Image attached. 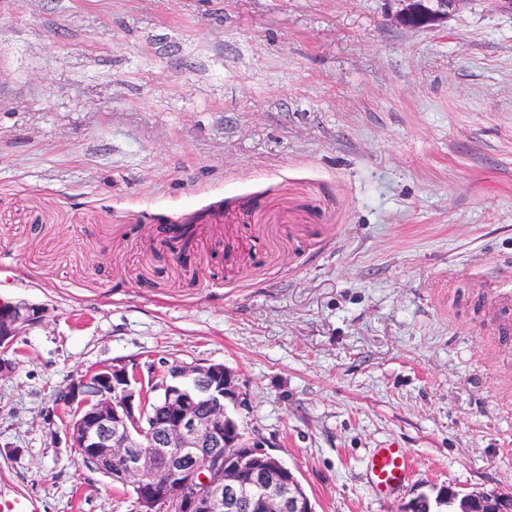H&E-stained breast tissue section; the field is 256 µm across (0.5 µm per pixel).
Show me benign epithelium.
Returning <instances> with one entry per match:
<instances>
[{
	"label": "benign epithelium",
	"mask_w": 512,
	"mask_h": 512,
	"mask_svg": "<svg viewBox=\"0 0 512 512\" xmlns=\"http://www.w3.org/2000/svg\"><path fill=\"white\" fill-rule=\"evenodd\" d=\"M397 23L404 28H434L444 23L463 0H396ZM44 308L0 299V378L17 365L15 343L30 327L44 322ZM166 369L98 366L80 373L52 393L62 411L71 447L86 450L91 467L132 488V512H237L251 501L261 512H314L296 475H284L282 461L265 452L241 430L224 423V403L247 406L235 376L222 363L186 365L165 362ZM163 406L158 433L148 399ZM211 409L204 412L199 402ZM226 448H245L234 458ZM162 460L153 482L146 473ZM454 512H512V493L443 490Z\"/></svg>",
	"instance_id": "7a95c632"
}]
</instances>
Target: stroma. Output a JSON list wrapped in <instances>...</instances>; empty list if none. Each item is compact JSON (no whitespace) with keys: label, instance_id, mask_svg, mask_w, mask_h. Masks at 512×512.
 Listing matches in <instances>:
<instances>
[{"label":"stroma","instance_id":"obj_1","mask_svg":"<svg viewBox=\"0 0 512 512\" xmlns=\"http://www.w3.org/2000/svg\"><path fill=\"white\" fill-rule=\"evenodd\" d=\"M396 0H0V297L47 308L0 379V499L130 512L51 394L221 363L316 512L512 492V14ZM162 224L192 227L187 262ZM395 442L405 486L364 458ZM397 23L404 28H434L444 23L463 0H396ZM488 288H494L492 301L498 311L500 328L505 336L512 335V285L508 274L502 275L492 281ZM412 467L410 453L391 442L373 448L366 456L365 470L370 489L377 496L397 491L406 481Z\"/></svg>","mask_w":512,"mask_h":512}]
</instances>
